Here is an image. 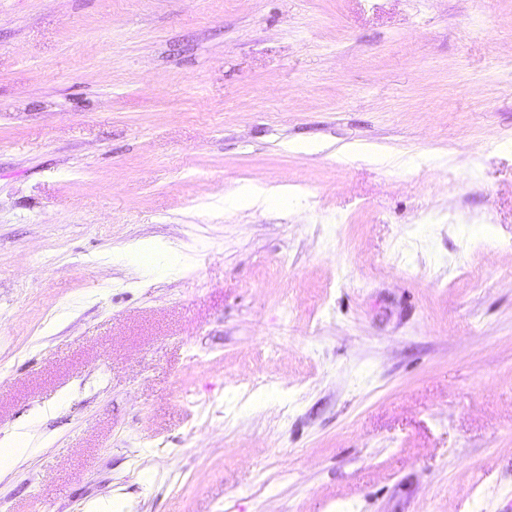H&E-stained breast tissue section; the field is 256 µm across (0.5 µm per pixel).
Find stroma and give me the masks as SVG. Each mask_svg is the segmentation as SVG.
Segmentation results:
<instances>
[{
	"instance_id": "stroma-1",
	"label": "stroma",
	"mask_w": 512,
	"mask_h": 512,
	"mask_svg": "<svg viewBox=\"0 0 512 512\" xmlns=\"http://www.w3.org/2000/svg\"><path fill=\"white\" fill-rule=\"evenodd\" d=\"M17 434L0 512H512V0H0ZM130 252L137 257L145 256V257H156L162 258L165 261L163 264V269L166 271H171L174 268V263H169L166 261L165 256L168 254H174L166 245L153 242V241H141L138 242Z\"/></svg>"
}]
</instances>
